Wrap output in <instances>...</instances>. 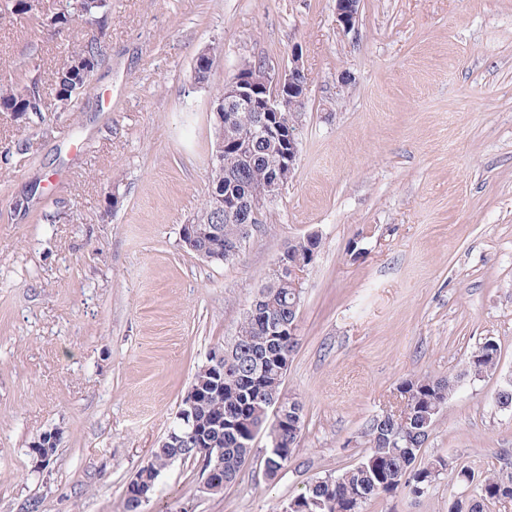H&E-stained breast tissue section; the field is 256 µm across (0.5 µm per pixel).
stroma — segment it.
<instances>
[{
    "label": "stroma",
    "mask_w": 512,
    "mask_h": 512,
    "mask_svg": "<svg viewBox=\"0 0 512 512\" xmlns=\"http://www.w3.org/2000/svg\"><path fill=\"white\" fill-rule=\"evenodd\" d=\"M112 0L104 30L51 24L59 0L0 18V82H39L89 39L103 61L74 111L0 112V512H123L126 487L173 425L208 352L235 336L289 241L318 233L283 389L304 404L289 466L265 438L214 494L175 461L141 512H275L354 466L373 416L423 374L460 381L422 450L476 474L512 451V0ZM218 47L211 78L193 61ZM309 83L292 180L239 258L181 239L207 191L212 103L245 61ZM498 368L463 376L486 338ZM60 433L48 471L28 449ZM468 486L364 512H448Z\"/></svg>",
    "instance_id": "stroma-1"
}]
</instances>
